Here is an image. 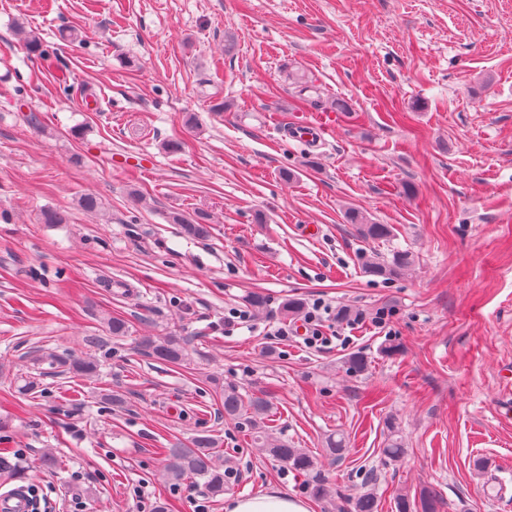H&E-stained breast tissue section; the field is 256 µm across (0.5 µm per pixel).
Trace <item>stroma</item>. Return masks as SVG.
<instances>
[{
    "instance_id": "1",
    "label": "stroma",
    "mask_w": 512,
    "mask_h": 512,
    "mask_svg": "<svg viewBox=\"0 0 512 512\" xmlns=\"http://www.w3.org/2000/svg\"><path fill=\"white\" fill-rule=\"evenodd\" d=\"M318 112L335 123L312 147L291 130ZM86 193L101 213L80 209ZM49 209L64 223H43ZM351 210L391 225V244L361 238ZM394 246L414 257L403 276L364 272ZM254 292L266 308L231 317ZM288 299L349 315L311 348ZM111 317L128 336H109ZM171 334L189 341L183 364L136 348ZM40 349L99 370L38 369ZM225 387L272 393L279 437L331 487L310 512H348L372 474L380 512L429 488L440 512H512V0H0V431L26 452L0 490L38 485L49 512L305 497L221 417ZM201 433L233 468L217 498L170 485L157 455ZM170 218L173 224H179L183 234L188 238L201 239L208 235L207 224H202L199 219H193L179 212H174Z\"/></svg>"
}]
</instances>
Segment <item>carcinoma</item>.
<instances>
[{
	"label": "carcinoma",
	"mask_w": 512,
	"mask_h": 512,
	"mask_svg": "<svg viewBox=\"0 0 512 512\" xmlns=\"http://www.w3.org/2000/svg\"><path fill=\"white\" fill-rule=\"evenodd\" d=\"M350 223L357 226L359 234L371 241L388 240L393 235L389 224H376L359 211L348 213ZM171 222L180 226L183 234L192 239H201L208 235V226L183 213L171 215ZM413 264V255L408 251H395L391 258L369 257L364 261V272L384 280H394L405 273ZM139 348L154 360L178 364L187 356V341L182 336H164L157 340L144 339ZM36 361L48 364L51 368H62L66 373L92 374L98 364L90 359L75 355H59L44 351L36 356ZM273 407L270 397L253 396L244 398L235 388L224 390V416L244 420L250 427L253 441L275 461L282 463L300 475L308 477L306 490L315 500L320 501L330 494L326 479L316 469L312 455L302 448H290L265 425V419ZM387 445L383 454L392 461L404 455V448L398 438V428L392 421H387ZM214 440L208 436L192 439L191 445L179 448H162L161 466L166 479L176 485L190 482L204 487L206 492L216 497L224 492L231 473L219 469L212 455ZM397 512H437V494L425 489L421 492L419 502L409 500L407 495L396 496ZM379 500L376 493L364 491L350 504V512H378Z\"/></svg>",
	"instance_id": "cac0c4a2"
}]
</instances>
